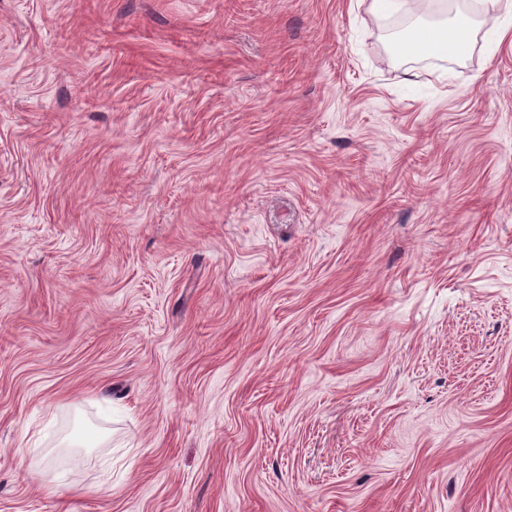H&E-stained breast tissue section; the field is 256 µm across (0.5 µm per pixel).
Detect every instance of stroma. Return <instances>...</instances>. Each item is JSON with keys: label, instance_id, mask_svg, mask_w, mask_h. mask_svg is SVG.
<instances>
[{"label": "stroma", "instance_id": "obj_1", "mask_svg": "<svg viewBox=\"0 0 512 512\" xmlns=\"http://www.w3.org/2000/svg\"><path fill=\"white\" fill-rule=\"evenodd\" d=\"M418 2L0 0V512H512V46ZM472 38L469 19L461 17L441 26H417L392 45L398 56L461 57Z\"/></svg>", "mask_w": 512, "mask_h": 512}]
</instances>
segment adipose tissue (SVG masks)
<instances>
[{
	"instance_id": "ef3b65f1",
	"label": "adipose tissue",
	"mask_w": 512,
	"mask_h": 512,
	"mask_svg": "<svg viewBox=\"0 0 512 512\" xmlns=\"http://www.w3.org/2000/svg\"><path fill=\"white\" fill-rule=\"evenodd\" d=\"M472 38L469 19L461 17L441 26H417L402 39L395 41L392 50L399 56H462Z\"/></svg>"
}]
</instances>
